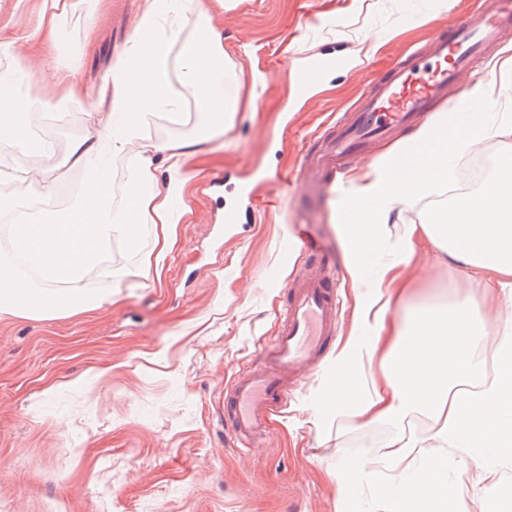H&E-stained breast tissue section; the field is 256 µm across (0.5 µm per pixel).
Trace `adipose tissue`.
Here are the masks:
<instances>
[{
	"label": "adipose tissue",
	"mask_w": 512,
	"mask_h": 512,
	"mask_svg": "<svg viewBox=\"0 0 512 512\" xmlns=\"http://www.w3.org/2000/svg\"><path fill=\"white\" fill-rule=\"evenodd\" d=\"M68 7V0H40L33 29L0 37V87H9L0 90L1 144L23 147L28 130L21 117L62 104L84 112L94 129L72 150L83 175L81 191L65 208L39 212L12 227L24 265L0 264L1 317L74 316L110 303L111 291L82 288V281L102 267L114 242L134 252L144 225L180 223L174 200L188 182L185 163L223 134L225 113L237 109L236 98L224 93L235 64L224 55V31L204 0H142L122 57L93 90L56 63L60 18ZM34 54L44 60L39 75L46 85L63 88L60 98L12 89L23 59ZM492 95L488 83L469 84L448 111L432 115L401 145L408 167L371 164L346 196L342 222L351 276L360 283L371 273L390 289L360 307L358 334L341 354L342 370L316 413L347 412L368 423H400L416 412L434 419L425 439L396 437L379 459L368 463L345 455L336 461L342 493L352 495L363 479H371L391 512H457L460 487L449 483V469L462 475L512 468V324H506L491 358H484L489 321L478 312L479 296L496 285L512 304V189L493 178L475 197L409 225L396 263L378 259L395 202L447 186L453 158L473 141L512 140V123L489 124L485 104ZM187 101L202 119L193 135L137 144L148 115L180 114ZM462 112L469 115L464 124L458 119ZM116 157L127 161L128 177L120 186L111 172ZM420 236L434 243L443 262L460 267L471 293L389 317L391 306L409 299L396 268L410 264ZM488 360L494 375L486 379Z\"/></svg>",
	"instance_id": "obj_1"
}]
</instances>
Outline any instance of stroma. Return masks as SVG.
Wrapping results in <instances>:
<instances>
[{
  "instance_id": "1",
  "label": "stroma",
  "mask_w": 512,
  "mask_h": 512,
  "mask_svg": "<svg viewBox=\"0 0 512 512\" xmlns=\"http://www.w3.org/2000/svg\"><path fill=\"white\" fill-rule=\"evenodd\" d=\"M478 0H233L215 22L237 65L238 109L211 152L186 164L191 179L172 243L155 247L159 225H145L140 253L112 248L124 272L112 302L77 317L0 319V512H385L368 484L345 499L332 471L342 455L375 458L398 433L425 438L433 421L364 424L348 414L317 418L333 372L306 367L261 444L239 450L226 434L224 394L237 370L262 359L288 300L286 284L321 272L320 259L285 262L281 239L294 225L322 243L339 277L344 305L335 350L353 327L354 288L341 230L347 180L399 146L407 129L371 145L332 186L300 179L304 155L329 136L406 50L465 20ZM140 0H77L61 22V69L87 87L111 69L139 16ZM378 42L358 69L341 67L298 98L296 59ZM30 138L53 142L61 189L76 195L82 173L69 159L89 136L82 112L63 106L27 120ZM247 180L276 206L236 197ZM446 189L397 205L381 261L398 255L409 225L445 206ZM234 210L235 223L224 221ZM405 269L416 299L450 301L466 293L452 267Z\"/></svg>"
}]
</instances>
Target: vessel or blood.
Listing matches in <instances>:
<instances>
[{"instance_id": "b4317fda", "label": "vessel or blood", "mask_w": 512, "mask_h": 512, "mask_svg": "<svg viewBox=\"0 0 512 512\" xmlns=\"http://www.w3.org/2000/svg\"><path fill=\"white\" fill-rule=\"evenodd\" d=\"M511 30L512 0H484L482 10L457 26L451 40H434L425 50L399 59L390 78L374 84L362 105L337 121L335 134L307 153L305 174L325 185L334 182L344 161L370 141L428 116L447 98L449 87L486 60ZM289 288L288 307L262 362L241 367L224 398L226 418L241 448L261 439L270 418L288 401L290 373L323 363L336 332L342 299L331 270L294 278Z\"/></svg>"}]
</instances>
